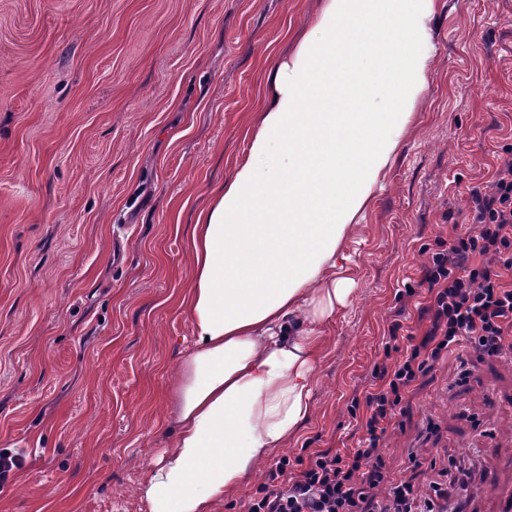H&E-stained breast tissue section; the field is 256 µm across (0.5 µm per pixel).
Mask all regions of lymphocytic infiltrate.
I'll return each instance as SVG.
<instances>
[{"label":"lymphocytic infiltrate","instance_id":"1","mask_svg":"<svg viewBox=\"0 0 512 512\" xmlns=\"http://www.w3.org/2000/svg\"><path fill=\"white\" fill-rule=\"evenodd\" d=\"M474 227L432 252L423 281L434 294L423 335L391 336L381 385L366 397V437L355 451L316 452L292 472L288 458L270 469L249 512H434L412 481H390L383 457L389 423L411 386L448 352L469 343L477 359L504 352L512 332V157L491 190L474 196Z\"/></svg>","mask_w":512,"mask_h":512}]
</instances>
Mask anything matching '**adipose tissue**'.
I'll return each mask as SVG.
<instances>
[{"instance_id": "adipose-tissue-1", "label": "adipose tissue", "mask_w": 512, "mask_h": 512, "mask_svg": "<svg viewBox=\"0 0 512 512\" xmlns=\"http://www.w3.org/2000/svg\"><path fill=\"white\" fill-rule=\"evenodd\" d=\"M438 0H322L271 70L229 179L189 235L193 343L176 423L138 492L214 512L311 417L316 326L353 291L343 246L428 83Z\"/></svg>"}]
</instances>
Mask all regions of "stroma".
Returning a JSON list of instances; mask_svg holds the SVG:
<instances>
[{
  "label": "stroma",
  "mask_w": 512,
  "mask_h": 512,
  "mask_svg": "<svg viewBox=\"0 0 512 512\" xmlns=\"http://www.w3.org/2000/svg\"><path fill=\"white\" fill-rule=\"evenodd\" d=\"M320 0H0V512H148L167 391L191 349L188 235L228 178L266 76ZM409 130L346 243L354 290L322 324L311 418L218 512H248L280 460L353 449L392 325L423 332L426 249L472 223L512 148V0H439ZM415 296H407V289ZM471 362L463 375V362ZM385 437L390 478L502 512L512 353L469 346L412 386Z\"/></svg>",
  "instance_id": "stroma-1"
}]
</instances>
